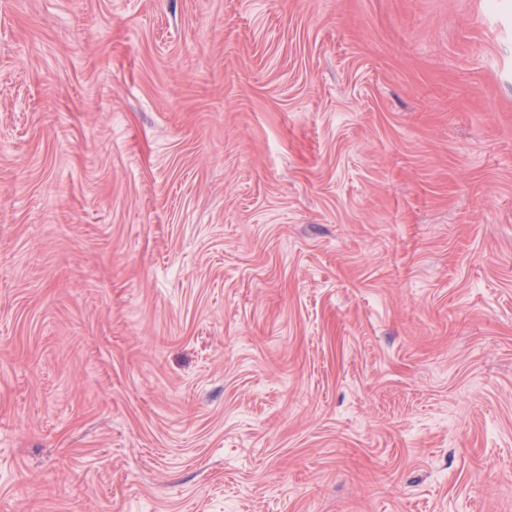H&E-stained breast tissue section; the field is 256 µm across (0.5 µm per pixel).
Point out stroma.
I'll return each mask as SVG.
<instances>
[{
  "label": "stroma",
  "mask_w": 512,
  "mask_h": 512,
  "mask_svg": "<svg viewBox=\"0 0 512 512\" xmlns=\"http://www.w3.org/2000/svg\"><path fill=\"white\" fill-rule=\"evenodd\" d=\"M0 512H512V0H0Z\"/></svg>",
  "instance_id": "35a3bbf8"
}]
</instances>
